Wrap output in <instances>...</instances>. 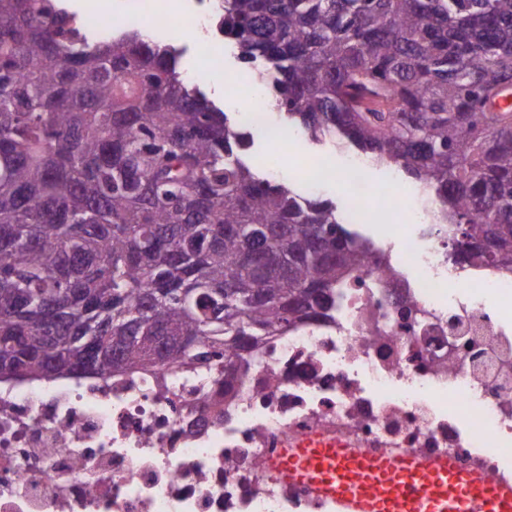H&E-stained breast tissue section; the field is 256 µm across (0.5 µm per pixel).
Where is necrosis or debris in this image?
I'll return each mask as SVG.
<instances>
[{
	"mask_svg": "<svg viewBox=\"0 0 512 512\" xmlns=\"http://www.w3.org/2000/svg\"><path fill=\"white\" fill-rule=\"evenodd\" d=\"M182 17L223 39L222 0ZM75 29L171 28L159 0H115ZM400 237L390 277L355 272L331 317L251 352L225 391L206 371L0 382V512H343L265 462L283 439L325 432L372 451L448 454L512 480V274L448 255L425 197L387 187Z\"/></svg>",
	"mask_w": 512,
	"mask_h": 512,
	"instance_id": "1",
	"label": "necrosis or debris"
}]
</instances>
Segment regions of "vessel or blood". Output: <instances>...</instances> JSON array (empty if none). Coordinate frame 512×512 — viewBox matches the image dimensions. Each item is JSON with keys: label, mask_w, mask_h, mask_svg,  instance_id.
<instances>
[{"label": "vessel or blood", "mask_w": 512, "mask_h": 512, "mask_svg": "<svg viewBox=\"0 0 512 512\" xmlns=\"http://www.w3.org/2000/svg\"><path fill=\"white\" fill-rule=\"evenodd\" d=\"M267 465L282 482L346 512H512V483L447 454L372 452L315 433L279 449Z\"/></svg>", "instance_id": "1"}]
</instances>
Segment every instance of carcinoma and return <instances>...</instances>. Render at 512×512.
<instances>
[{
  "mask_svg": "<svg viewBox=\"0 0 512 512\" xmlns=\"http://www.w3.org/2000/svg\"><path fill=\"white\" fill-rule=\"evenodd\" d=\"M0 0V379L235 359L325 319L373 245L331 201L250 168L236 119L128 29ZM264 103L419 182L468 267L512 272V0H224Z\"/></svg>",
  "mask_w": 512,
  "mask_h": 512,
  "instance_id": "cac0c4a2",
  "label": "carcinoma"
}]
</instances>
